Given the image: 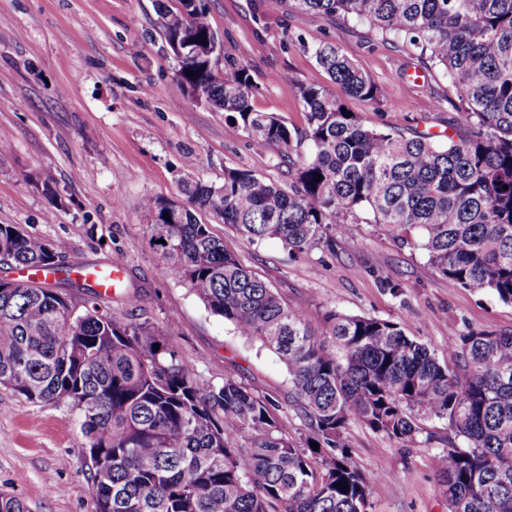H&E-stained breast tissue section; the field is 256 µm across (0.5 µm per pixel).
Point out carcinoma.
<instances>
[{
    "mask_svg": "<svg viewBox=\"0 0 512 512\" xmlns=\"http://www.w3.org/2000/svg\"><path fill=\"white\" fill-rule=\"evenodd\" d=\"M286 2L413 51L446 79L455 111L446 144L365 125L342 111V97L378 102L380 87L335 43L310 35L303 46L327 81L298 86L306 127L290 128L254 108L261 88L248 48L215 50L203 0L176 9L157 0L165 44L182 52L183 89L262 145L311 147L286 191L246 169L224 171L220 184L188 176L183 202H157L148 225L166 275L279 357L287 399L232 378L212 383L176 351L154 350L153 327L116 320L47 240L16 224H0L10 265L59 277L0 278V386L77 416L92 462L90 512H369L383 474L357 465L349 426L429 443L423 424L432 419L448 424L438 471L448 512H512L511 333L454 336L456 360L441 365L401 321L290 307L195 215L207 211L251 242L277 239L292 254L332 248L336 231L349 234L367 211L423 250L449 288L512 303V0ZM64 285L87 291L83 310ZM288 410L309 431L301 443L288 433Z\"/></svg>",
    "mask_w": 512,
    "mask_h": 512,
    "instance_id": "carcinoma-1",
    "label": "carcinoma"
}]
</instances>
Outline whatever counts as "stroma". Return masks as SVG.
Instances as JSON below:
<instances>
[{
    "label": "stroma",
    "instance_id": "1",
    "mask_svg": "<svg viewBox=\"0 0 512 512\" xmlns=\"http://www.w3.org/2000/svg\"><path fill=\"white\" fill-rule=\"evenodd\" d=\"M226 50L246 45L261 88L254 107L301 129L297 83L326 75L302 40L321 31L383 90L380 103L345 98L349 111L382 130L448 140L452 108L439 72L366 26L317 18L285 0H204ZM155 0H0V224L46 239L71 262L122 266L140 296L137 309L100 300L117 319L145 322L161 343L215 383L231 376L260 393L288 392V374L272 351L211 314L188 288L164 273L150 246L148 213L180 200L178 177L222 182L248 169L288 184V160L248 138L222 111L196 102L177 82ZM51 171L62 203L52 206L40 181ZM212 232L240 262L293 308L333 309L401 321L440 363L454 361L451 337L468 330L512 332V304L490 293L449 288L422 251L383 226L360 220L332 249L289 256L276 240L250 242L230 226ZM435 442L409 447L354 423L360 467L381 470L371 512H448L438 480L446 425L430 421ZM82 435L64 405L27 401L0 387V497L26 512H90L89 463Z\"/></svg>",
    "mask_w": 512,
    "mask_h": 512
}]
</instances>
